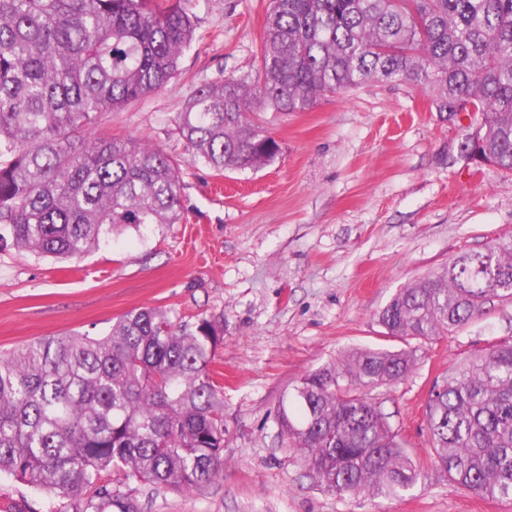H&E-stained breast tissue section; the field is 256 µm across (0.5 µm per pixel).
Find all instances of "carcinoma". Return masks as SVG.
<instances>
[{
    "mask_svg": "<svg viewBox=\"0 0 512 512\" xmlns=\"http://www.w3.org/2000/svg\"><path fill=\"white\" fill-rule=\"evenodd\" d=\"M181 0H0V243L76 258L112 233L179 220V177L160 148L94 134L99 118L162 88L194 38ZM258 73L197 88L178 116L210 169L257 170L278 141L256 112H304L368 82L411 83L439 114L474 105V150L512 172V0H270ZM512 299V236L455 255L394 294L385 334L431 340ZM220 323L140 308L105 336L66 333L0 354V473L92 512L130 507L104 476L189 491L224 463V392L210 365ZM416 350L355 348L281 400L287 447L322 488L389 499L434 470L512 502V343L434 382L430 451L404 446L375 391Z\"/></svg>",
    "mask_w": 512,
    "mask_h": 512,
    "instance_id": "carcinoma-1",
    "label": "carcinoma"
}]
</instances>
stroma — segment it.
I'll return each mask as SVG.
<instances>
[{"label": "stroma", "instance_id": "1", "mask_svg": "<svg viewBox=\"0 0 512 512\" xmlns=\"http://www.w3.org/2000/svg\"><path fill=\"white\" fill-rule=\"evenodd\" d=\"M196 38L162 89L104 114L96 132L161 148L178 165L181 214L101 242L77 259L0 247V353L80 331L106 335L125 313L170 310L220 319L213 370L224 388V466L201 489L111 481L136 512H512L429 474L393 499L341 497L319 486L281 435L283 395L345 350L403 348L379 310L456 254L512 235V174L460 151L469 117L441 118L411 84L370 83L303 112L264 113L278 158L257 170L194 160L177 116L201 84L257 72L269 0H188ZM512 341V300L417 344L410 376L379 391L409 451L430 447L436 378ZM0 474V512H82Z\"/></svg>", "mask_w": 512, "mask_h": 512}]
</instances>
